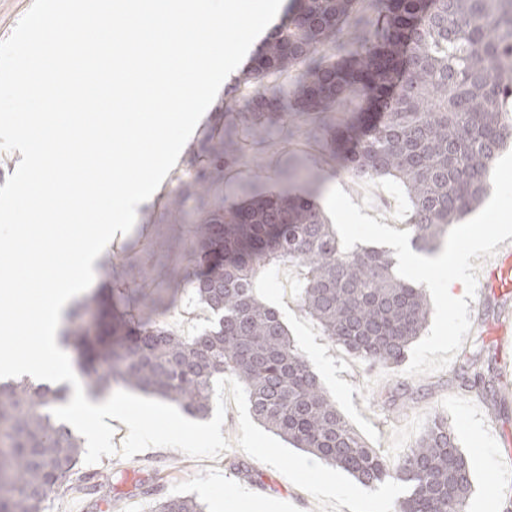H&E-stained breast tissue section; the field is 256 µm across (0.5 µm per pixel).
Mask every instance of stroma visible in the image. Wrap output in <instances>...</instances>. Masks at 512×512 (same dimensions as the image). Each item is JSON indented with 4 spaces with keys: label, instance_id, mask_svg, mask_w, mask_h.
I'll return each mask as SVG.
<instances>
[{
    "label": "stroma",
    "instance_id": "1",
    "mask_svg": "<svg viewBox=\"0 0 512 512\" xmlns=\"http://www.w3.org/2000/svg\"><path fill=\"white\" fill-rule=\"evenodd\" d=\"M244 72V67H237L222 83L161 183V192L169 191L178 178L198 167L194 148L214 129L216 114L227 112L238 97ZM290 129V138L261 144L242 137L239 151L224 165L226 203L238 201L239 186L253 180L261 169L269 175L266 191H279L289 165L300 160L323 176L318 204H325L328 192L338 187L363 214L394 229L406 224L410 203L399 184L389 178L358 181L345 171L324 167L331 150L327 137L311 135L300 117L291 118ZM136 211L131 232L114 237L108 252L113 263L100 265L89 294L115 283L127 288H165L172 270L191 260L196 213L171 216L158 195L139 204ZM302 276L298 268L272 269L259 293L278 308L298 349L349 424L368 446L393 462L415 444L435 415L446 416L471 470L472 489L465 512H480L479 505L486 500L501 512L504 501L512 497V464L498 456L504 434L512 433V401L504 405L498 396L461 387L451 365L409 376L404 366H372L334 345L298 303L297 285ZM473 302L480 307V320L472 325L462 349L470 352L475 344H483L482 365L498 368L495 333L502 322L512 319V293L477 296ZM222 434L230 446L215 457L193 458L176 449L154 447L130 458L114 454L83 465V472L105 485L107 498L68 482L51 502L49 512H151L155 499L170 495L194 497L205 512H225L231 503L238 512H250L256 502L268 504L271 512H320L312 495L236 446L239 418L231 401L226 404Z\"/></svg>",
    "mask_w": 512,
    "mask_h": 512
}]
</instances>
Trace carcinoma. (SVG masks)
Masks as SVG:
<instances>
[{
	"label": "carcinoma",
	"mask_w": 512,
	"mask_h": 512,
	"mask_svg": "<svg viewBox=\"0 0 512 512\" xmlns=\"http://www.w3.org/2000/svg\"><path fill=\"white\" fill-rule=\"evenodd\" d=\"M294 75L293 80L284 77ZM255 90L238 122L206 137L207 171L169 193L168 210L188 198L205 211L196 225V269H175L172 290L190 287L215 316L183 336L160 320L165 301L136 288L89 297L72 317L95 315L60 337L81 359L88 393L114 385L155 394L189 415L211 411L214 381L240 382L254 417L294 447L365 486L406 485L394 512H463L471 472L448 418L431 426L396 467L348 425L334 398L291 339L280 312L257 293L282 265L305 270L302 309L335 345L374 365H397L425 328L423 288L397 276L383 250H344L314 196L258 192L224 205V156L245 126L263 140L284 117L313 119L332 161L358 180L391 177L411 202V243L435 255L446 235L482 202L494 164L512 141V0H296L295 11L251 60ZM362 94L356 122L336 104ZM464 385L495 390L478 355L456 369ZM63 387L28 378L0 382V512H46L63 482L80 473L81 438L52 415ZM154 512H205L191 496L158 500Z\"/></svg>",
	"instance_id": "obj_1"
}]
</instances>
